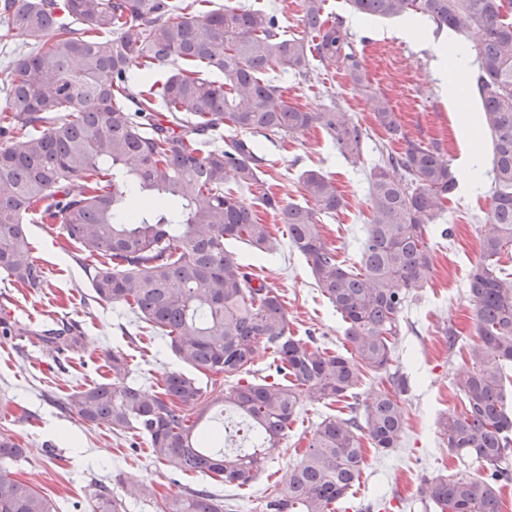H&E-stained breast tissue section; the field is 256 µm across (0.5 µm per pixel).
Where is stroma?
Instances as JSON below:
<instances>
[{"mask_svg": "<svg viewBox=\"0 0 512 512\" xmlns=\"http://www.w3.org/2000/svg\"><path fill=\"white\" fill-rule=\"evenodd\" d=\"M325 18H342L357 54L362 55L367 82L355 87L342 70L315 66L311 79L274 69L272 77L283 96L309 112L337 104L350 112L366 132L359 163L345 159L326 133L313 128L305 134L263 142L265 169L273 190L284 203L301 202L299 177L308 169L331 178L344 199L336 216L323 222V237L340 258L354 260L367 226L369 170L382 150H400L388 142L374 121L371 99L386 95L409 139L438 143L444 160L457 165L465 149L457 127L470 122L479 128L478 186H457L439 221L452 225L450 239L434 237L433 272L404 311L405 323L395 343L393 366L407 377L403 402L405 429L398 448H367L365 466L340 512H435L422 499L423 480L456 472L460 462L444 442L438 422L461 400L454 382L469 366L461 344L475 341L474 305L467 277L481 257V226L491 203L492 144L482 131L479 98L464 88V106L449 111L436 70L437 53L448 33H428L418 41L394 35L395 19L363 20L345 0H326ZM278 239L276 252L261 255L231 240L228 250L239 263L258 274L282 296L290 328L299 338L315 337L325 347L342 352L348 346L346 325L317 286L306 259L288 244V232L278 216L259 211ZM32 256L43 267L47 285L39 290L0 279L19 303L14 327L28 329L25 337L0 333V434L26 448L24 458L8 463L11 475L53 498L58 512H96L101 488L110 489L121 512H158L162 497L205 487L223 498L230 512H260L274 485L302 456L316 425L329 416L346 414L344 403L304 401L291 430L248 486H227L201 474H180L159 463L150 441L136 431L111 432L68 414L63 404L73 390L110 378L108 355L120 352L131 369L130 378L148 392H157L164 377L186 370L204 389L220 387L224 377L184 369L160 331L152 329L122 304L98 300L85 272L90 260L55 224L33 218L28 222ZM69 326L77 343L56 352L45 332L57 322ZM455 329L460 344L449 347L446 329ZM153 496H145L142 485Z\"/></svg>", "mask_w": 512, "mask_h": 512, "instance_id": "stroma-1", "label": "stroma"}]
</instances>
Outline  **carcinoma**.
Here are the masks:
<instances>
[{
    "label": "carcinoma",
    "instance_id": "1",
    "mask_svg": "<svg viewBox=\"0 0 512 512\" xmlns=\"http://www.w3.org/2000/svg\"><path fill=\"white\" fill-rule=\"evenodd\" d=\"M198 0H3L0 40L20 52L0 116V272L37 290L47 284L32 256L27 217L38 211L89 258L96 297L128 305L162 331L181 363L224 375L213 402L252 431L246 447H224L225 421L191 423L186 408L203 396L198 382L170 372L160 392L128 381V362L110 356L112 381L72 392L67 411L111 432L133 429L173 470L247 486L264 468L308 395L339 402L365 373L389 375L363 419L327 417L300 462L263 512H333L365 462L362 437L398 447L405 425L406 378L389 374L410 295L433 271L428 239L457 179L437 145L406 138L384 95L376 124L399 151L370 170V210L358 259L347 264L322 236V221L344 206L335 183L317 169L301 175L306 203L285 205L268 186L254 137L267 140L324 130L340 154L361 159L365 133L338 106L308 112L288 103L265 72L281 67L307 80L312 62L347 72L357 86L363 63L342 21L323 18L325 0H302L303 31L287 35L276 10L241 5L202 10ZM512 0H348L365 18H425L438 31L481 34L471 77L493 147V193L482 227V253L468 275L478 340L455 382L462 409L439 424L448 448L488 474L467 469L420 487L437 512H501L499 483L512 481V409L505 369L512 367ZM172 66L161 83L157 66ZM215 77H204L201 69ZM231 126L236 135L214 132ZM83 189L73 192L74 182ZM262 206L287 226L288 243L342 321L346 353L292 336L280 294L225 248L242 240L261 254L277 240ZM275 373L252 376L258 349ZM26 449L0 436V462ZM0 512H57L31 484L0 471ZM161 512H224L206 490L168 498Z\"/></svg>",
    "mask_w": 512,
    "mask_h": 512
}]
</instances>
